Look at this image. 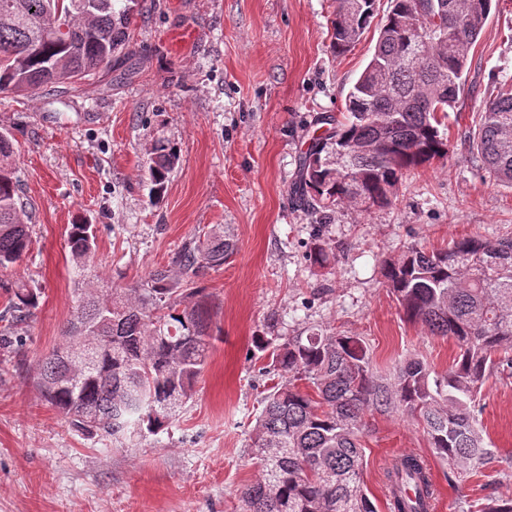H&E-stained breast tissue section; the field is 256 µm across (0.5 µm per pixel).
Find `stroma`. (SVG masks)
<instances>
[{
  "mask_svg": "<svg viewBox=\"0 0 512 512\" xmlns=\"http://www.w3.org/2000/svg\"><path fill=\"white\" fill-rule=\"evenodd\" d=\"M336 0H134L126 52L100 77L65 93H0V131L17 143L33 244L0 268V310L18 282L40 290L14 327L21 347L0 349V512H239L260 463L250 452L271 384L253 355L258 334L322 328L364 337L377 382L409 359L446 372L457 347L407 322L380 273L404 246L512 238V189L490 181L466 136L499 82L512 80V0H498L470 51V93L448 115L450 152L406 175L392 206H341L327 224L295 201L292 184L323 113L344 111L373 52L390 0L348 53L331 47ZM179 160L160 199L141 174L152 140ZM90 224L98 290L171 266L186 245L228 226L235 255L200 279L214 302V348L169 430L114 445L74 432L31 372L66 340L84 287L70 259V224ZM330 261L308 259L317 240ZM479 428L491 452L458 478L432 451L418 417L365 416L363 480L385 507V470L423 456L432 512H479L512 498V374L481 391Z\"/></svg>",
  "mask_w": 512,
  "mask_h": 512,
  "instance_id": "1",
  "label": "stroma"
}]
</instances>
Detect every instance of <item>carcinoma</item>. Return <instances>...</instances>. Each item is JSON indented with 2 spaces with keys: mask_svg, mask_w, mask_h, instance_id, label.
Segmentation results:
<instances>
[{
  "mask_svg": "<svg viewBox=\"0 0 512 512\" xmlns=\"http://www.w3.org/2000/svg\"><path fill=\"white\" fill-rule=\"evenodd\" d=\"M117 0H0V92L74 87L112 64L129 40L130 8ZM376 0H338L332 49L351 50L370 25ZM493 0H391L373 53L353 84L346 113L315 119L292 194L321 218L343 204L393 203L403 177L448 158L441 132L465 92L468 55ZM512 84L503 83L479 112L468 146L485 173L512 189ZM15 143L0 132V267L32 245V224L13 166ZM179 159L174 144L153 140L146 165L150 193L161 196ZM77 267L94 254L90 225H71ZM235 243L218 228L178 253L175 276L157 267L135 284L80 297L69 342L38 362L44 399L75 431L123 443L157 433L192 396L212 341L214 302L199 286L204 271L224 265ZM381 275L406 320L454 340L448 374L431 376L418 359L397 382H374L367 345L358 336L310 330L307 336H257L259 358L288 376L263 399L252 448L261 476L241 492V512H379L362 480L365 413L401 410L423 421L433 452L448 465H484L474 415L492 372L512 368V239L463 237L446 249L419 244L383 261ZM36 289L22 282L0 321V347L31 315ZM389 512H430L426 462L400 457L387 473Z\"/></svg>",
  "mask_w": 512,
  "mask_h": 512,
  "instance_id": "cac0c4a2",
  "label": "carcinoma"
}]
</instances>
